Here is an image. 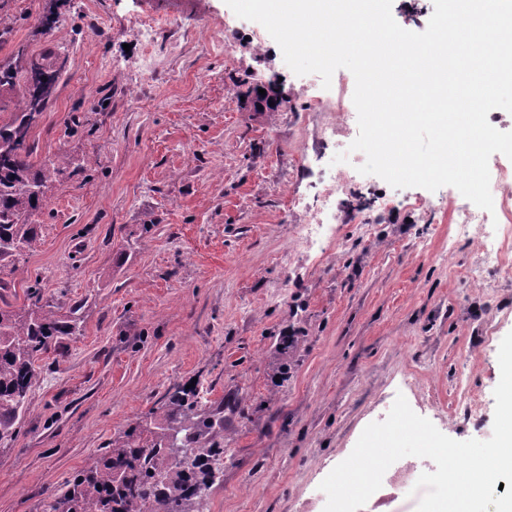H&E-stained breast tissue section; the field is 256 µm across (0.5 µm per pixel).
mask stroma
Listing matches in <instances>:
<instances>
[{
	"label": "stroma",
	"instance_id": "1",
	"mask_svg": "<svg viewBox=\"0 0 512 512\" xmlns=\"http://www.w3.org/2000/svg\"><path fill=\"white\" fill-rule=\"evenodd\" d=\"M0 17V63L50 52L61 66L31 161H72L0 307H22L37 280L82 315L41 357L30 411L0 447V512H45L189 384L224 404V479L206 512H323L315 488L400 394L452 439L492 433L512 241L473 284L456 188L379 182L396 204L374 224L304 241V150L325 121L309 101L336 91L296 75L269 33L251 41L257 22L225 0L183 16L144 0H0ZM259 83L280 85L287 110L254 111L244 96Z\"/></svg>",
	"mask_w": 512,
	"mask_h": 512
}]
</instances>
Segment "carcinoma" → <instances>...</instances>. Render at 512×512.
Returning <instances> with one entry per match:
<instances>
[{"label": "carcinoma", "mask_w": 512, "mask_h": 512, "mask_svg": "<svg viewBox=\"0 0 512 512\" xmlns=\"http://www.w3.org/2000/svg\"><path fill=\"white\" fill-rule=\"evenodd\" d=\"M23 56L0 64V94L25 81L22 108L0 122V288L17 272L15 260L32 251L41 225L33 217L52 196L69 164L56 157L39 167L30 162V131L52 94L60 68L46 57L21 65ZM29 303L0 308V445L12 441L30 410L39 372L35 362L60 336L80 331V307L61 314L44 301L39 283ZM224 402L203 405L195 389L169 399L155 429L137 423L109 443L70 480L50 512H203L212 486L224 476Z\"/></svg>", "instance_id": "1"}]
</instances>
